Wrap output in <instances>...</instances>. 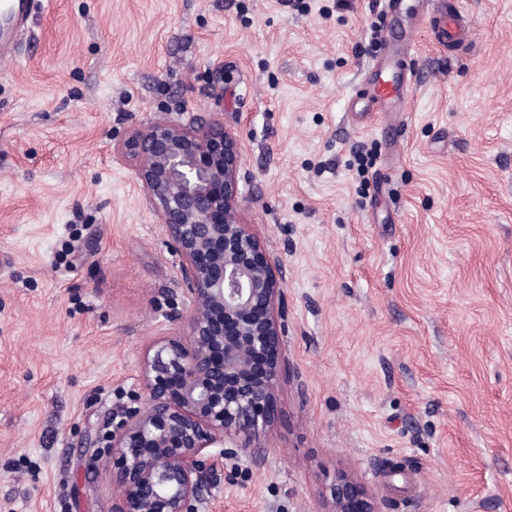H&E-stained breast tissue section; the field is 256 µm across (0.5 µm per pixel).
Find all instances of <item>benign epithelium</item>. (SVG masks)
I'll return each instance as SVG.
<instances>
[{
	"label": "benign epithelium",
	"mask_w": 512,
	"mask_h": 512,
	"mask_svg": "<svg viewBox=\"0 0 512 512\" xmlns=\"http://www.w3.org/2000/svg\"><path fill=\"white\" fill-rule=\"evenodd\" d=\"M157 208L191 298L182 332L146 351L143 406L107 434L112 512H198L224 445L246 450L274 422L283 377L281 261L243 223L241 149L219 119L157 121L118 147ZM326 512H375L349 474L325 489Z\"/></svg>",
	"instance_id": "7a95c632"
}]
</instances>
